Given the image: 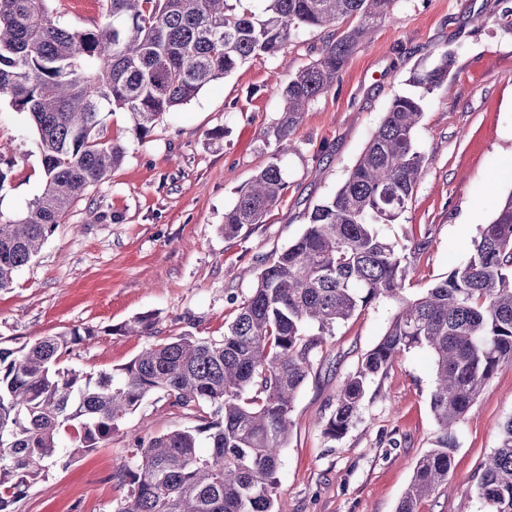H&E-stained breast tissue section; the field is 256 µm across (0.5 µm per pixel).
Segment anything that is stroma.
<instances>
[{
	"label": "stroma",
	"instance_id": "1",
	"mask_svg": "<svg viewBox=\"0 0 512 512\" xmlns=\"http://www.w3.org/2000/svg\"><path fill=\"white\" fill-rule=\"evenodd\" d=\"M103 0H51L63 26L100 21ZM512 0H398L392 19L361 47L338 87L312 102L292 133L294 149L276 155L268 132L283 108L281 89L317 57L323 35L301 34L274 57L251 59L164 114L145 139L126 112L103 115L125 147L108 180L73 205L38 255L0 290V347L73 327L95 330L62 367L112 371L153 343L190 332L220 337L254 285L255 272L304 231L314 204L347 178L397 95L420 93L413 74L455 57L448 80L423 95L415 137L427 159L408 210L382 235L396 245L426 233L432 244L405 283L420 294L465 262L480 227L512 191V30L499 25ZM224 136L212 138L215 129ZM0 158L11 161L0 186V217L15 219L43 189L38 138L23 113L0 100ZM286 188L264 223L225 236L224 211L270 160ZM388 299L337 323L315 357L291 412L293 428L278 471V512H396L417 461L438 427L430 409L433 355L404 353L375 377L341 439L324 424L335 396L396 312ZM155 314L152 336L123 334L135 316ZM512 416V363L501 365L459 423L452 495H432L421 512H483L472 476L497 447ZM198 423L193 412L147 395L111 438L61 459L29 489L14 512H116L130 485L136 438Z\"/></svg>",
	"mask_w": 512,
	"mask_h": 512
}]
</instances>
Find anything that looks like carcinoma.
<instances>
[{
    "instance_id": "1",
    "label": "carcinoma",
    "mask_w": 512,
    "mask_h": 512,
    "mask_svg": "<svg viewBox=\"0 0 512 512\" xmlns=\"http://www.w3.org/2000/svg\"><path fill=\"white\" fill-rule=\"evenodd\" d=\"M49 2L0 0V98L37 133L45 176L22 217L0 218V289L11 286L74 201L123 161L124 147L103 133L101 113L125 110L132 134L143 139L166 112L240 64L277 55L300 33L330 28L319 56L282 90L276 158L293 149L292 132L310 103L331 92L396 4L259 0L256 12L228 0H105L101 22L72 29L55 20ZM452 66L445 51L413 82L429 93ZM421 115L420 100L392 99L346 180L313 206L298 239L264 261L221 338L184 333L95 377L58 367L95 336L88 328L0 348V512H12L62 458L61 431H73L75 452L96 448L155 391L172 406L192 408L199 425L137 441L139 461L122 472L130 494L116 512H276L292 405L323 336L380 298L395 301L396 313L342 382L324 433L343 437L369 381L402 353L426 347L435 359L430 406L440 435L417 462L397 512H419L422 499L447 487L459 422L497 368L512 363V191L467 261L406 297L405 281L431 240L425 234L398 247L379 225L408 209L424 173L415 140ZM285 188L280 166L269 162L224 212V235L264 223ZM155 323L144 313L120 331L149 336ZM473 482L484 512H512V417Z\"/></svg>"
}]
</instances>
